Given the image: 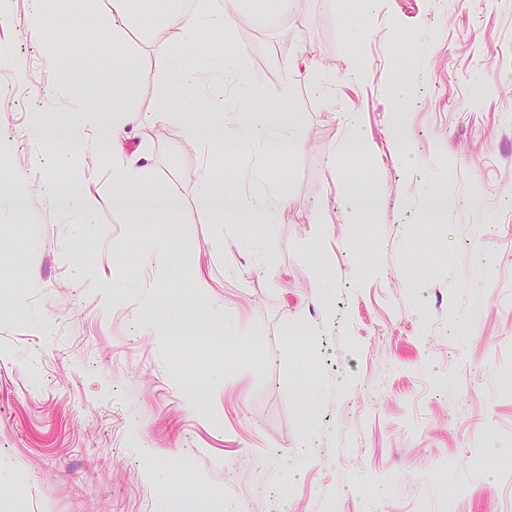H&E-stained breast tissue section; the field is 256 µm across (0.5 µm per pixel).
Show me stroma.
I'll return each mask as SVG.
<instances>
[{
  "instance_id": "obj_1",
  "label": "stroma",
  "mask_w": 512,
  "mask_h": 512,
  "mask_svg": "<svg viewBox=\"0 0 512 512\" xmlns=\"http://www.w3.org/2000/svg\"><path fill=\"white\" fill-rule=\"evenodd\" d=\"M93 2L0 0V512H512V0H235L249 87L205 37L162 61L161 31L72 27ZM186 69L224 87L207 169ZM77 104L166 113L125 147L179 216L121 204ZM220 177L245 212L206 207Z\"/></svg>"
}]
</instances>
